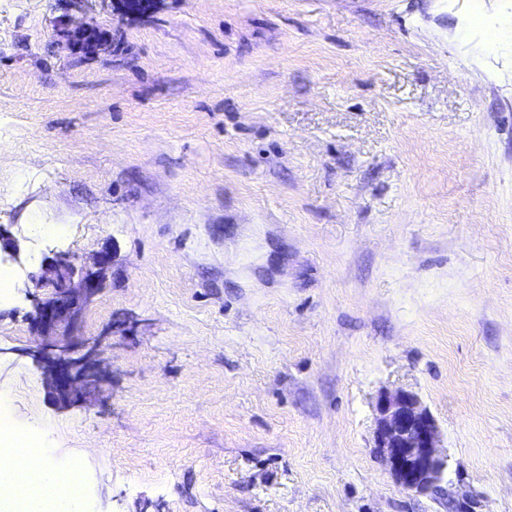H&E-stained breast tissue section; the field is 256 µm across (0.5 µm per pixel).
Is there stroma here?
<instances>
[{"mask_svg":"<svg viewBox=\"0 0 512 512\" xmlns=\"http://www.w3.org/2000/svg\"><path fill=\"white\" fill-rule=\"evenodd\" d=\"M0 0V391L79 512H446L373 450L414 392L471 512H512V0ZM112 253L61 408L29 313L41 260ZM73 2L78 11L90 8L92 2H101L112 12V16H118L125 20H138L151 17L162 7L164 0H69ZM74 59L83 61L97 56L104 50H116L113 34L104 33L99 27L69 15L65 22L60 21L58 29Z\"/></svg>","mask_w":512,"mask_h":512,"instance_id":"35a3bbf8","label":"stroma"}]
</instances>
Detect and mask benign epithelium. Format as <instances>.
Listing matches in <instances>:
<instances>
[{
    "mask_svg": "<svg viewBox=\"0 0 512 512\" xmlns=\"http://www.w3.org/2000/svg\"><path fill=\"white\" fill-rule=\"evenodd\" d=\"M125 20L151 17L164 0H99ZM71 56L89 60L104 50H116L113 36L72 15L58 29ZM112 257L103 250L83 261L69 253L43 259L33 275L47 296L34 298L30 317L36 336L32 355L43 365L47 384L62 406L95 391L106 375L101 338L73 340L83 312L105 286ZM374 448L397 485L407 491L436 497L448 485V459L440 450L434 417L416 394L405 389L380 393L375 403Z\"/></svg>",
    "mask_w": 512,
    "mask_h": 512,
    "instance_id": "7a95c632",
    "label": "benign epithelium"
}]
</instances>
